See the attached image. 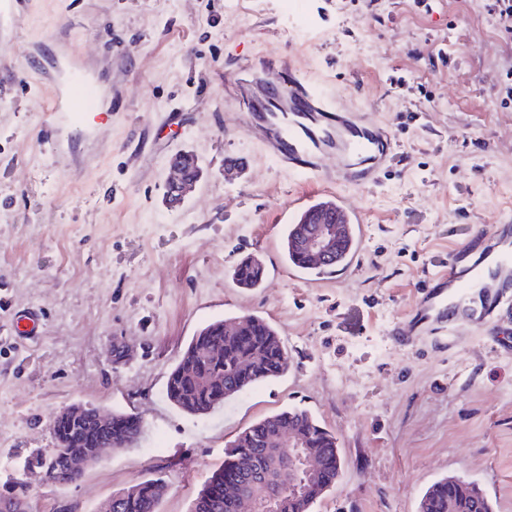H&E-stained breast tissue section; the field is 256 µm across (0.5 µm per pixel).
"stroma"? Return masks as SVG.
<instances>
[{
    "instance_id": "1",
    "label": "stroma",
    "mask_w": 512,
    "mask_h": 512,
    "mask_svg": "<svg viewBox=\"0 0 512 512\" xmlns=\"http://www.w3.org/2000/svg\"><path fill=\"white\" fill-rule=\"evenodd\" d=\"M498 0H22L0 24V497L27 512H98L158 476L160 512H188L224 448L259 419L308 410L344 469L313 512H417L448 476L512 512V302L498 330L463 325L405 345L386 328L450 249L512 218V18ZM76 61L92 111L50 110L46 70ZM272 58L363 108L394 149L378 179L345 188L366 220L357 257L316 275L283 237L304 183L245 132L224 75ZM202 176L164 201L171 157ZM240 154V171L224 157ZM258 257L260 287L235 266ZM35 310L36 339L15 335ZM263 317L288 349L283 376L205 416L166 397L204 326ZM127 349L114 362L113 345ZM134 414L139 442L67 487L38 460L74 403ZM265 269L255 257H246L233 271V279L241 288H258L264 279Z\"/></svg>"
}]
</instances>
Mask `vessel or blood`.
<instances>
[{
    "label": "vessel or blood",
    "instance_id": "vessel-or-blood-1",
    "mask_svg": "<svg viewBox=\"0 0 512 512\" xmlns=\"http://www.w3.org/2000/svg\"><path fill=\"white\" fill-rule=\"evenodd\" d=\"M67 91L51 98L54 112L89 108L87 82L71 71ZM226 96L247 105L246 132L290 172L323 183L320 161L336 158L337 183L376 182L393 149L388 130L360 114L337 108L335 95L320 82L294 75L290 67L270 62L236 68L225 79ZM512 297V222L477 232L471 243L456 247L446 269L421 292L407 323H393L392 335L411 339L418 329L457 324L492 326L498 303Z\"/></svg>",
    "mask_w": 512,
    "mask_h": 512
}]
</instances>
